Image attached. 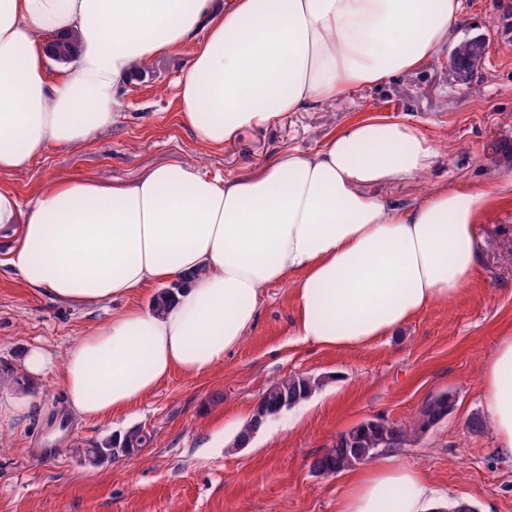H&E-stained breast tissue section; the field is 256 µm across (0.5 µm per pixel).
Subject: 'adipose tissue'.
Wrapping results in <instances>:
<instances>
[{
	"mask_svg": "<svg viewBox=\"0 0 512 512\" xmlns=\"http://www.w3.org/2000/svg\"><path fill=\"white\" fill-rule=\"evenodd\" d=\"M461 8V0H0V173L122 119L119 88L186 43L195 50L176 104L216 150L441 56ZM51 35L79 41L54 82L45 70ZM435 155L415 125L370 117L311 153L279 151L247 178L189 167L112 187L56 178L9 259L29 288L89 306L179 286L163 312L129 306L69 347L59 372L68 409L117 416L173 372L222 365L274 283L292 287L297 341L338 351L367 347L464 296L477 226L495 194L433 185L406 203L378 192L422 178ZM483 380L495 446L512 457V334L500 337ZM437 500L421 471L385 462L353 473L338 512H434Z\"/></svg>",
	"mask_w": 512,
	"mask_h": 512,
	"instance_id": "obj_1",
	"label": "adipose tissue"
}]
</instances>
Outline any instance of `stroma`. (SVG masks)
I'll list each match as a JSON object with an SVG mask.
<instances>
[{"label":"stroma","mask_w":512,"mask_h":512,"mask_svg":"<svg viewBox=\"0 0 512 512\" xmlns=\"http://www.w3.org/2000/svg\"><path fill=\"white\" fill-rule=\"evenodd\" d=\"M486 36L488 52L469 83L456 82L447 57L356 89L336 103L286 113L272 128L205 148L180 120L175 83L193 45L160 56L121 95L125 117L86 143L49 146L26 167L0 175L30 206L60 176L105 186L131 184L159 166H191L221 179L260 172L278 150L312 152L345 124L368 116L400 118L434 142L425 179L384 186L409 202L428 184L481 186L498 198L478 228L480 264L468 293L434 306L370 347L337 352L297 342L289 286L270 285L256 321L219 367L174 372L126 414L84 420L66 407L56 371L27 391L0 386V404L25 406L0 417V512H336L350 471L320 475L312 459L336 435L366 420L413 421L423 403L450 394L452 411L394 449L396 463L423 471L442 492L439 512L457 503L475 512H512V458L492 430L472 433L483 410L484 363L499 336L512 332V0H462L453 40ZM22 227L0 229V373L23 372L28 348L62 362L66 349L108 322L122 302L75 307L27 288L7 263ZM288 376L315 379L308 408H288L243 448L234 441L269 385ZM134 427L152 441L135 458L95 469L76 447Z\"/></svg>","instance_id":"obj_1"}]
</instances>
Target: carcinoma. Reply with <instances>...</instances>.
<instances>
[{"instance_id": "1", "label": "carcinoma", "mask_w": 512, "mask_h": 512, "mask_svg": "<svg viewBox=\"0 0 512 512\" xmlns=\"http://www.w3.org/2000/svg\"><path fill=\"white\" fill-rule=\"evenodd\" d=\"M316 388L314 380L302 376L288 377L271 384L238 433L235 446H240L242 438L264 427L271 416L307 400ZM452 408V397L441 393L425 401L411 429L383 422H361L339 433L330 448L314 457L311 469L328 475L356 467L376 458L385 449L402 446L409 436L427 431L445 418ZM149 441L150 435L143 429L132 428L122 434L93 442L77 453V456L83 466L97 468L109 461L135 454L147 447Z\"/></svg>"}]
</instances>
